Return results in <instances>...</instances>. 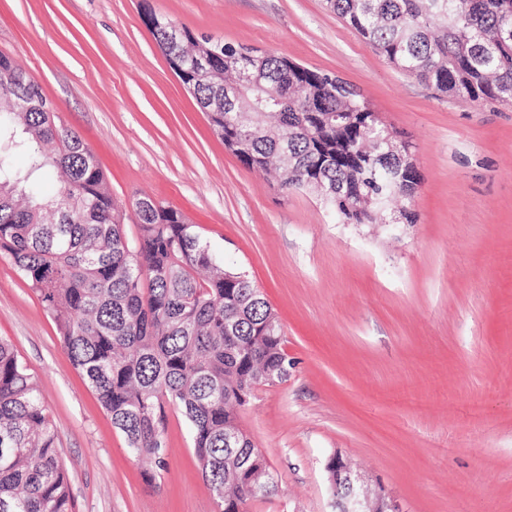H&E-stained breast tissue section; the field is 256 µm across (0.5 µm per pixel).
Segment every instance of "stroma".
Wrapping results in <instances>:
<instances>
[{"instance_id": "1", "label": "stroma", "mask_w": 512, "mask_h": 512, "mask_svg": "<svg viewBox=\"0 0 512 512\" xmlns=\"http://www.w3.org/2000/svg\"><path fill=\"white\" fill-rule=\"evenodd\" d=\"M148 12L360 90L415 158L417 222L344 224L243 164ZM1 53L95 153L128 238L138 199L173 207L278 313L293 365L237 411L278 489L248 512H339L335 456L399 512H512V106L438 95L325 0H0ZM0 338L39 376L74 512H220L175 407L167 467L145 477L6 257Z\"/></svg>"}]
</instances>
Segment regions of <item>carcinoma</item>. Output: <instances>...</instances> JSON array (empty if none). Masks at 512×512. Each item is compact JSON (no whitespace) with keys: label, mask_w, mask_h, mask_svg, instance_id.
I'll return each instance as SVG.
<instances>
[{"label":"carcinoma","mask_w":512,"mask_h":512,"mask_svg":"<svg viewBox=\"0 0 512 512\" xmlns=\"http://www.w3.org/2000/svg\"><path fill=\"white\" fill-rule=\"evenodd\" d=\"M366 44L437 91L512 103V0H326ZM151 34L166 57L209 53L216 40L184 29ZM193 88L224 146L252 168L282 170L279 188L306 190L344 224H379L387 202L413 197L420 174L371 104L341 79L286 57L222 44L213 71L176 73ZM23 156L26 166L15 165ZM58 171V194L42 181ZM130 240L92 150L39 86L0 55V255L54 318L72 363L137 457L165 468L168 405L189 423L194 454L221 512L278 486L235 410L255 385L288 376L276 312L228 269L171 207L136 202ZM38 378L0 340V512H73V495Z\"/></svg>","instance_id":"1"}]
</instances>
